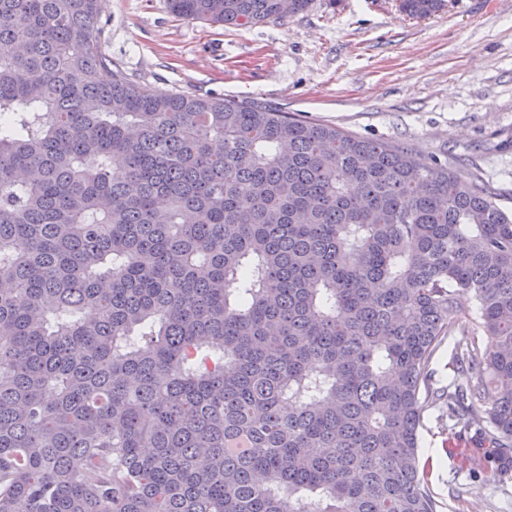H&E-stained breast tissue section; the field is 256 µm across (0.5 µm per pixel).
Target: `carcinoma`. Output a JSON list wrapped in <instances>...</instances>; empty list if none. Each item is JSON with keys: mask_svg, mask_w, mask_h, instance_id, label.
<instances>
[{"mask_svg": "<svg viewBox=\"0 0 512 512\" xmlns=\"http://www.w3.org/2000/svg\"><path fill=\"white\" fill-rule=\"evenodd\" d=\"M312 0H167L246 26ZM443 0H400L427 17ZM99 0H0V512H436L429 401L512 469V213L412 149L147 93ZM472 291L474 381L428 367ZM454 297L458 310L454 336L460 338L462 333H475L478 336V343L482 351L490 350L492 339L480 330L479 303L473 293L455 290Z\"/></svg>", "mask_w": 512, "mask_h": 512, "instance_id": "carcinoma-1", "label": "carcinoma"}]
</instances>
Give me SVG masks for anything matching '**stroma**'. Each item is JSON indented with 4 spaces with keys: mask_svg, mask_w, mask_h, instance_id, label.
Segmentation results:
<instances>
[{
    "mask_svg": "<svg viewBox=\"0 0 512 512\" xmlns=\"http://www.w3.org/2000/svg\"><path fill=\"white\" fill-rule=\"evenodd\" d=\"M101 48L144 91L259 100L302 120L406 145L483 180L512 212V0H446L411 18L399 0H313L302 14L229 28L166 0H101ZM427 405L419 458L437 512H512V473L474 477Z\"/></svg>",
    "mask_w": 512,
    "mask_h": 512,
    "instance_id": "stroma-1",
    "label": "stroma"
}]
</instances>
